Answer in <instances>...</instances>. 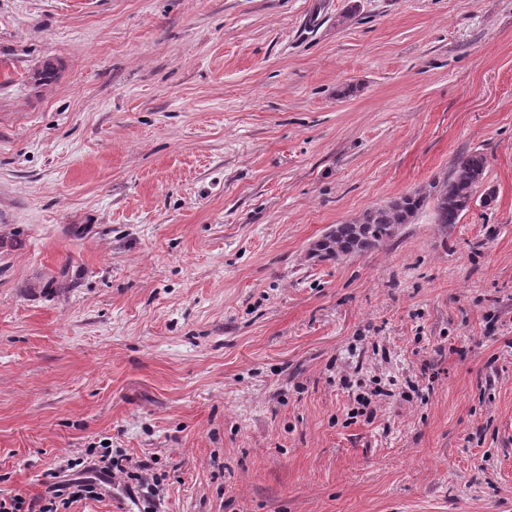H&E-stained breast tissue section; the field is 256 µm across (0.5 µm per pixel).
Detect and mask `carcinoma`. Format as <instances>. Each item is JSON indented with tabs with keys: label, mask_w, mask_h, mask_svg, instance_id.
<instances>
[{
	"label": "carcinoma",
	"mask_w": 512,
	"mask_h": 512,
	"mask_svg": "<svg viewBox=\"0 0 512 512\" xmlns=\"http://www.w3.org/2000/svg\"><path fill=\"white\" fill-rule=\"evenodd\" d=\"M486 156L478 151L457 157L451 175L436 180L424 190L406 193L375 207L362 219L338 224L316 242V258L339 261L383 245L396 236L399 228L414 223L420 211L434 204L435 223L456 224L470 210L473 199L485 182Z\"/></svg>",
	"instance_id": "cac0c4a2"
}]
</instances>
